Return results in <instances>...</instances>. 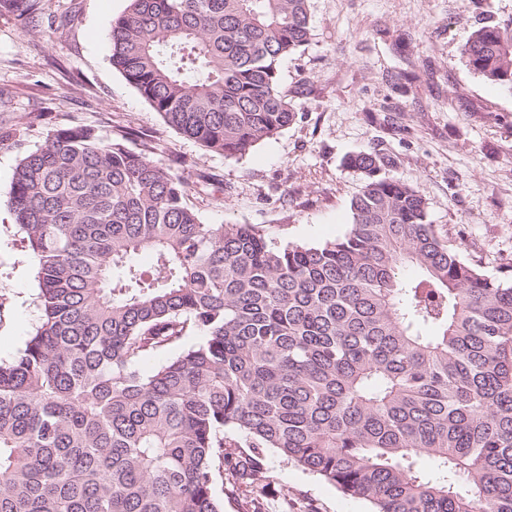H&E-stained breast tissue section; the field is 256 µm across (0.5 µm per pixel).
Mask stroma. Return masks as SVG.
<instances>
[{
	"label": "stroma",
	"instance_id": "1",
	"mask_svg": "<svg viewBox=\"0 0 512 512\" xmlns=\"http://www.w3.org/2000/svg\"><path fill=\"white\" fill-rule=\"evenodd\" d=\"M129 0H38L34 20L0 14V356L40 322L35 265L7 206L15 167L59 128L92 125L131 150L155 148L207 224H256L285 245L342 235L375 151L419 188L428 220L496 277L512 261V91L459 48L512 18V0H310L311 38L280 66L291 124L238 160L168 126L110 62ZM262 512H371L364 500L276 453Z\"/></svg>",
	"mask_w": 512,
	"mask_h": 512
}]
</instances>
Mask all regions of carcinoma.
<instances>
[{"instance_id": "obj_1", "label": "carcinoma", "mask_w": 512, "mask_h": 512, "mask_svg": "<svg viewBox=\"0 0 512 512\" xmlns=\"http://www.w3.org/2000/svg\"><path fill=\"white\" fill-rule=\"evenodd\" d=\"M111 39L167 125L240 159L294 118L280 65L310 0H130ZM460 53L512 90V19ZM350 166L349 229L282 246L203 223L150 147L94 126L25 154L9 204L40 323L0 358V512H224L217 479L266 488L269 451L372 512H512V265L448 244L378 154Z\"/></svg>"}]
</instances>
